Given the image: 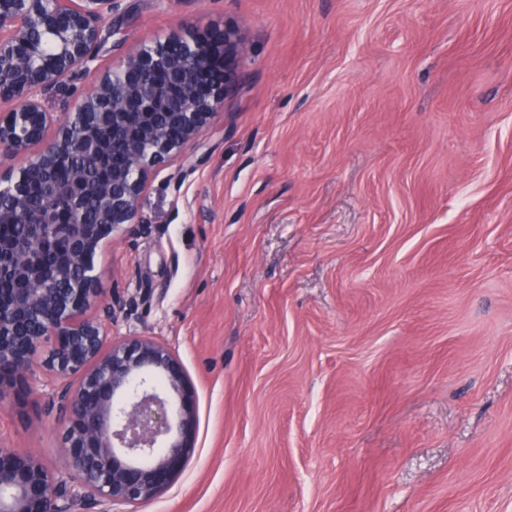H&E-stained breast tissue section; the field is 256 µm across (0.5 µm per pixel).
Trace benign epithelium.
I'll return each mask as SVG.
<instances>
[{"label":"benign epithelium","mask_w":512,"mask_h":512,"mask_svg":"<svg viewBox=\"0 0 512 512\" xmlns=\"http://www.w3.org/2000/svg\"><path fill=\"white\" fill-rule=\"evenodd\" d=\"M116 2L0 0V166L24 159L7 184L10 207L0 209L1 225H24L0 237V403L11 383L37 377L53 339L42 361L53 378L47 402L69 421L56 471L0 444V512H71L78 497L134 512L192 448L195 418L176 358L147 336L112 340L105 324L116 321V304L99 299L94 258L114 228L143 223L150 176L197 145L236 77L200 95L210 49L173 34L133 45L75 105L46 111L66 79L91 72ZM109 151L108 180L77 168L58 178L75 157ZM30 182L40 188L34 209ZM94 305L99 322L86 317Z\"/></svg>","instance_id":"benign-epithelium-1"}]
</instances>
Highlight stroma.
I'll return each instance as SVG.
<instances>
[{"instance_id":"stroma-1","label":"stroma","mask_w":512,"mask_h":512,"mask_svg":"<svg viewBox=\"0 0 512 512\" xmlns=\"http://www.w3.org/2000/svg\"><path fill=\"white\" fill-rule=\"evenodd\" d=\"M100 50L171 33L238 82L95 256L114 337L193 397L139 512H512V0H121ZM56 410L0 437L52 469Z\"/></svg>"}]
</instances>
